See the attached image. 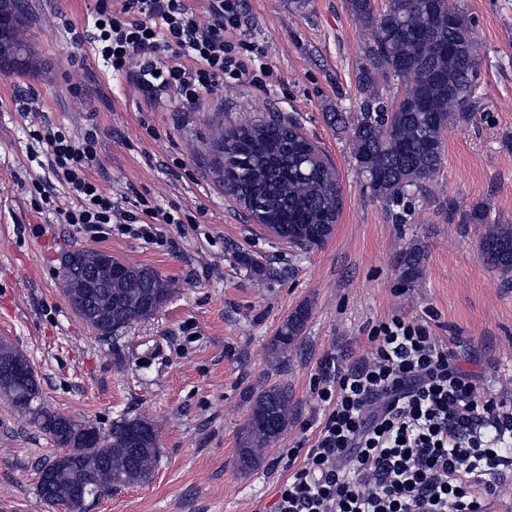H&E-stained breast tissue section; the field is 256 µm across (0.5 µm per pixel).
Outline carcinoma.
Segmentation results:
<instances>
[{
    "label": "carcinoma",
    "mask_w": 512,
    "mask_h": 512,
    "mask_svg": "<svg viewBox=\"0 0 512 512\" xmlns=\"http://www.w3.org/2000/svg\"><path fill=\"white\" fill-rule=\"evenodd\" d=\"M354 19L370 30L363 47L366 61L358 76L361 99L357 114H328L329 123L350 128L358 173L372 194L386 203L400 201L410 186L432 179L443 161L442 131L448 123L470 116L475 108L471 51L472 26L455 0H347ZM403 83L401 96L381 91V82ZM224 185L231 194L259 203L291 244L308 246L324 226L336 224L342 189L335 169L293 122H250L236 130L233 153L224 161ZM464 224H484L479 241L482 261L505 281H512V224L491 220L486 206L460 214ZM106 254L92 249L68 255L94 267ZM421 252L404 253L409 276L419 272ZM175 287L155 270L126 264L106 288L107 304L93 308L92 328L102 337L153 316ZM309 308L297 307L272 340L285 353L298 343ZM0 397L48 436L62 452L42 465L57 472L49 504L64 512H87V502L72 495V474L64 460H75L89 478L94 494L105 497L123 486L148 481L157 465L155 427L141 416L112 421L103 439L93 425L54 412L42 402L38 384L0 382ZM292 398L288 387L272 384L252 400L249 421L236 463L243 471L262 463L265 450L288 429ZM143 424L149 434L133 443L131 426Z\"/></svg>",
    "instance_id": "1"
}]
</instances>
